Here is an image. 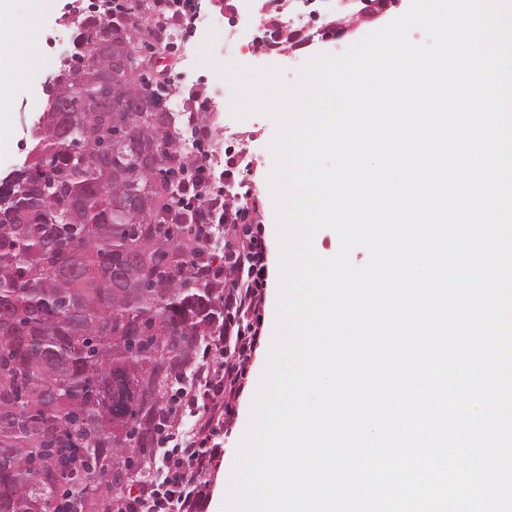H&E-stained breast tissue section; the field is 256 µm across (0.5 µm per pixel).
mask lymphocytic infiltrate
<instances>
[{
  "mask_svg": "<svg viewBox=\"0 0 512 512\" xmlns=\"http://www.w3.org/2000/svg\"><path fill=\"white\" fill-rule=\"evenodd\" d=\"M208 176L183 184L176 197V208L189 211L193 222L213 224L224 216L223 191L209 188ZM250 250V290L229 288L224 304L243 312L255 311L263 299L266 257L260 240H252ZM243 360H224L202 365L199 397L203 412L198 420V435L174 444L169 450L160 478L153 484L128 490L122 498L123 512H198L206 493L201 482L204 471L221 453L214 443L215 426L228 424L230 402L237 395L234 376L241 374Z\"/></svg>",
  "mask_w": 512,
  "mask_h": 512,
  "instance_id": "f902f5d3",
  "label": "lymphocytic infiltrate"
}]
</instances>
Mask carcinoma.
Segmentation results:
<instances>
[{"mask_svg":"<svg viewBox=\"0 0 512 512\" xmlns=\"http://www.w3.org/2000/svg\"><path fill=\"white\" fill-rule=\"evenodd\" d=\"M131 18L85 17L48 94L70 102L64 124L0 180V512H119L164 454L181 376L227 326L224 256L248 255L235 212L219 251L213 225L171 211L195 171L179 113L137 111L83 64L110 40L98 65L118 66Z\"/></svg>","mask_w":512,"mask_h":512,"instance_id":"1","label":"carcinoma"}]
</instances>
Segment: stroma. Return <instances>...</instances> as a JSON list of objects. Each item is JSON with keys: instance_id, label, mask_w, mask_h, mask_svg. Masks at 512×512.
<instances>
[{"instance_id": "obj_1", "label": "stroma", "mask_w": 512, "mask_h": 512, "mask_svg": "<svg viewBox=\"0 0 512 512\" xmlns=\"http://www.w3.org/2000/svg\"><path fill=\"white\" fill-rule=\"evenodd\" d=\"M410 0H399L382 18L362 24L355 32L335 41H315L309 47L293 54L280 52L260 53L245 47L240 37L211 44L214 58H225L242 66L276 67L285 83L298 79L299 68L310 58L322 54H339L363 36L377 30L388 21L403 14ZM89 0H12L4 22L16 30L33 29L30 44L34 61H41L45 54L73 51L74 39L80 21L87 16ZM207 33L193 34L187 54L167 56L166 69L155 70V81H167L171 96L185 103L187 112L197 110L200 102H208L204 118L214 136L223 147L229 148L235 160L232 168L235 182L241 183L245 196L242 200L249 209L247 221L259 226L266 244V286L261 306L260 345L253 353L245 389L235 402V416L231 430L221 435L225 454L206 472L209 497L203 512H221L228 491L235 462L232 448L238 447L250 422L254 390L259 387L272 347L277 321L279 297L280 243L276 222V208L269 176L274 167V156L269 145L275 135L274 121L267 115L254 113L245 118H235L225 94V83L209 68L199 66L196 59L204 44H209ZM56 69L30 71L27 78L17 82L12 90L7 109L0 111V178L21 163L26 152L23 142L24 119H32L43 112L46 103V85L56 76Z\"/></svg>"}]
</instances>
